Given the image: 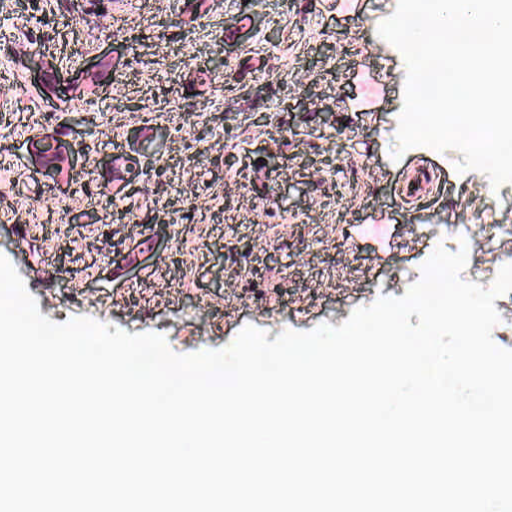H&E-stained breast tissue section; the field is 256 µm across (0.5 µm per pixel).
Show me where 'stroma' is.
Segmentation results:
<instances>
[{"instance_id": "35a3bbf8", "label": "stroma", "mask_w": 512, "mask_h": 512, "mask_svg": "<svg viewBox=\"0 0 512 512\" xmlns=\"http://www.w3.org/2000/svg\"><path fill=\"white\" fill-rule=\"evenodd\" d=\"M396 5L210 0L193 19L186 0H99L91 39L71 0H0V256L40 313L158 334L177 355L248 325L338 326L457 253L452 222L483 225L461 277L493 283L512 183L458 171L454 149H401L407 65L377 34ZM26 52L75 80L109 60V82L44 98ZM215 68L228 90L195 84ZM53 131L89 146L63 181L28 152Z\"/></svg>"}]
</instances>
